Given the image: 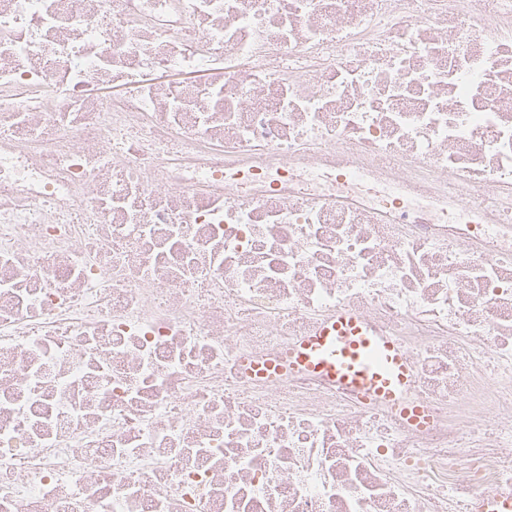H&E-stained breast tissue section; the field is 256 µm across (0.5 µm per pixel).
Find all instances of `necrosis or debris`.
<instances>
[{
    "instance_id": "obj_1",
    "label": "necrosis or debris",
    "mask_w": 512,
    "mask_h": 512,
    "mask_svg": "<svg viewBox=\"0 0 512 512\" xmlns=\"http://www.w3.org/2000/svg\"><path fill=\"white\" fill-rule=\"evenodd\" d=\"M345 308L422 425L260 373ZM509 488L512 0H0V512Z\"/></svg>"
}]
</instances>
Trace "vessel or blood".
Segmentation results:
<instances>
[{
    "mask_svg": "<svg viewBox=\"0 0 512 512\" xmlns=\"http://www.w3.org/2000/svg\"><path fill=\"white\" fill-rule=\"evenodd\" d=\"M288 366L344 390L385 399L402 408L412 423L423 418L420 407L405 403L411 387L409 358L391 337L370 330L357 311H340L318 322L295 347ZM470 512H512V489L492 497L475 494Z\"/></svg>",
    "mask_w": 512,
    "mask_h": 512,
    "instance_id": "vessel-or-blood-1",
    "label": "vessel or blood"
}]
</instances>
